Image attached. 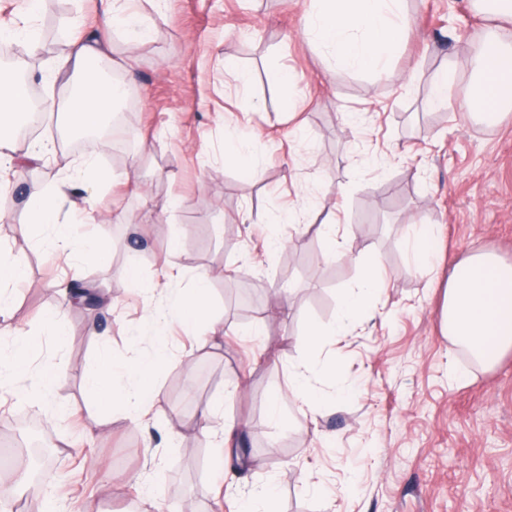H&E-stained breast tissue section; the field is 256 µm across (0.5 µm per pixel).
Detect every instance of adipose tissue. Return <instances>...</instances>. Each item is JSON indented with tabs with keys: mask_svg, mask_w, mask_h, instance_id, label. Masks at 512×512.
Masks as SVG:
<instances>
[{
	"mask_svg": "<svg viewBox=\"0 0 512 512\" xmlns=\"http://www.w3.org/2000/svg\"><path fill=\"white\" fill-rule=\"evenodd\" d=\"M304 33L317 48L332 52L338 67L355 72H377L387 68L408 35L404 0H312L305 18ZM103 54L101 47L76 44L68 60L71 81L78 87L66 104V126L89 129L103 125L120 99L112 88L88 89L89 70ZM475 79L484 84L486 97L469 100L468 108L495 118L498 109L512 104V48L489 42L475 62ZM29 88L12 73L0 70V136L22 125L29 112ZM66 195L65 184L37 189L27 201L30 222L53 225L54 244L67 249L71 244L69 225L59 223L58 210ZM212 273L198 275L194 288L178 295L165 313L148 314L144 322L160 334L171 319L193 324L209 314ZM385 284L381 265L363 266L357 290L345 292L340 300L336 327L325 331L311 328L307 341L320 346L326 335H341L343 327L370 309L374 295ZM442 327L446 335L464 348L477 363L491 367L512 351V263L495 251L482 249L458 262L448 278ZM162 353L116 363L108 354L97 356L86 380L90 393L106 409L122 404L126 418L138 422L145 401L161 404L162 392L155 375ZM122 390H115L116 380Z\"/></svg>",
	"mask_w": 512,
	"mask_h": 512,
	"instance_id": "obj_1",
	"label": "adipose tissue"
}]
</instances>
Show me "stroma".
Wrapping results in <instances>:
<instances>
[{
    "label": "stroma",
    "mask_w": 512,
    "mask_h": 512,
    "mask_svg": "<svg viewBox=\"0 0 512 512\" xmlns=\"http://www.w3.org/2000/svg\"><path fill=\"white\" fill-rule=\"evenodd\" d=\"M309 6L139 0L149 36L131 42L102 25L99 0H40L34 9L0 0V25L24 19L45 33L30 69L49 103L46 127L36 142L13 131L0 145L10 182L0 193V244L28 268L11 287L10 324L41 344L29 379L47 365L62 373L40 404L19 388L0 390V455L10 456L12 433L30 416L61 446L57 475L33 502L52 498L58 512H83L89 497L100 512H237L270 482L276 512H512V353L492 368L469 365L440 323L457 262L489 248L512 263V106L492 123L460 109L472 61L488 41L512 47V21L470 0H406L409 33L389 67L355 73L308 42ZM80 38L103 43L111 71L135 93V154L107 142L79 153L64 140L62 65ZM228 57L249 73L246 87L225 77ZM278 69L292 73L289 87L272 80ZM442 77L449 105L435 109L428 97ZM229 124L250 144L259 179L225 162ZM82 154L108 178L71 185L58 221L77 245L61 254L51 228L31 226L25 202ZM130 170L139 190L123 184ZM307 189L318 197L309 223H273L305 207ZM88 199L96 217L85 213ZM330 214L354 253L314 272ZM431 230L427 272L407 246ZM90 241L106 245L105 265L83 264ZM364 258L380 261L388 287L346 335L311 348L307 332L335 324ZM78 263L84 284L111 294L114 308L63 305L58 284ZM132 267L141 286L124 277ZM173 269L184 291L215 271L210 312L224 327L221 346H197L201 325L142 331L145 310L167 304L143 287ZM58 309L66 333L53 336L44 319ZM159 350L168 358L157 377L164 402L141 425L94 407L86 368L99 353ZM317 359L336 363L338 383L353 391L314 416L287 395L294 372ZM219 398L237 429L222 474L211 467L219 439L194 426L196 411ZM73 404L78 412L67 413Z\"/></svg>",
    "instance_id": "obj_1"
}]
</instances>
